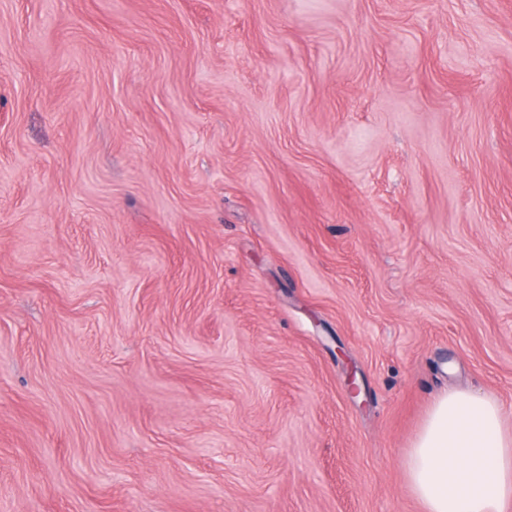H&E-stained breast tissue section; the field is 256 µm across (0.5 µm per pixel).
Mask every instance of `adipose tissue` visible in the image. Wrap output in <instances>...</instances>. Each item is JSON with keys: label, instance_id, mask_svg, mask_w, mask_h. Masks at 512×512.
<instances>
[{"label": "adipose tissue", "instance_id": "1", "mask_svg": "<svg viewBox=\"0 0 512 512\" xmlns=\"http://www.w3.org/2000/svg\"><path fill=\"white\" fill-rule=\"evenodd\" d=\"M422 512H507L512 506V406L471 390L438 396L404 460Z\"/></svg>", "mask_w": 512, "mask_h": 512}]
</instances>
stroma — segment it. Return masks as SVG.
Segmentation results:
<instances>
[{
  "label": "stroma",
  "instance_id": "1",
  "mask_svg": "<svg viewBox=\"0 0 512 512\" xmlns=\"http://www.w3.org/2000/svg\"><path fill=\"white\" fill-rule=\"evenodd\" d=\"M454 387L512 404V0H0V512H421Z\"/></svg>",
  "mask_w": 512,
  "mask_h": 512
}]
</instances>
